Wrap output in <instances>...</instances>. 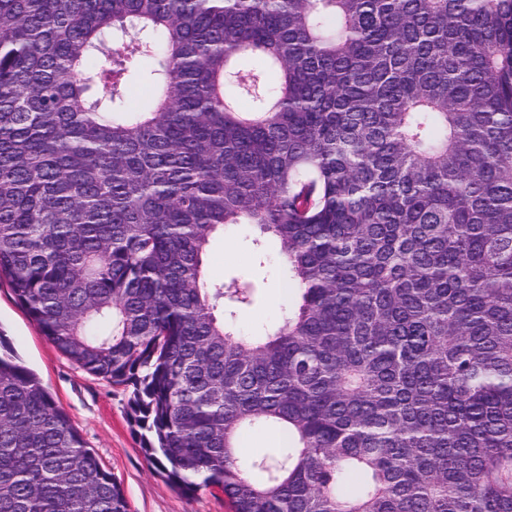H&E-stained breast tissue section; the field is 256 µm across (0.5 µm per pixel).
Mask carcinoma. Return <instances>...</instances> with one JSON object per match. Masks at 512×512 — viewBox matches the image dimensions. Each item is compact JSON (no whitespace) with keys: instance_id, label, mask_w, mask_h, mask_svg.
<instances>
[{"instance_id":"obj_1","label":"carcinoma","mask_w":512,"mask_h":512,"mask_svg":"<svg viewBox=\"0 0 512 512\" xmlns=\"http://www.w3.org/2000/svg\"><path fill=\"white\" fill-rule=\"evenodd\" d=\"M238 224L264 335L205 274ZM0 275L186 495L512 512V0H0ZM0 512H129L2 355ZM252 226H236L217 237L209 251L206 271L214 281L233 278L252 280L259 285L254 303L237 310L233 325L247 335L263 334L278 322L283 291V273L278 246L265 241L256 245ZM261 253V265L258 255ZM244 443L247 446L245 453L251 455L256 452L268 453L270 448L279 446L280 440L275 432L254 429L244 434Z\"/></svg>"}]
</instances>
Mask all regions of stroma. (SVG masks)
Masks as SVG:
<instances>
[{
	"mask_svg": "<svg viewBox=\"0 0 512 512\" xmlns=\"http://www.w3.org/2000/svg\"><path fill=\"white\" fill-rule=\"evenodd\" d=\"M252 226H236L216 238L206 271L215 281L251 280L259 290L254 303L237 310L232 323L258 335L278 322L283 286L279 249L256 243ZM0 353L13 355L34 372L69 416L100 464L120 481L130 512H228L221 491L204 488L186 495L159 476L140 449L130 419V391L78 368L57 352L0 279Z\"/></svg>",
	"mask_w": 512,
	"mask_h": 512,
	"instance_id": "35a3bbf8",
	"label": "stroma"
}]
</instances>
